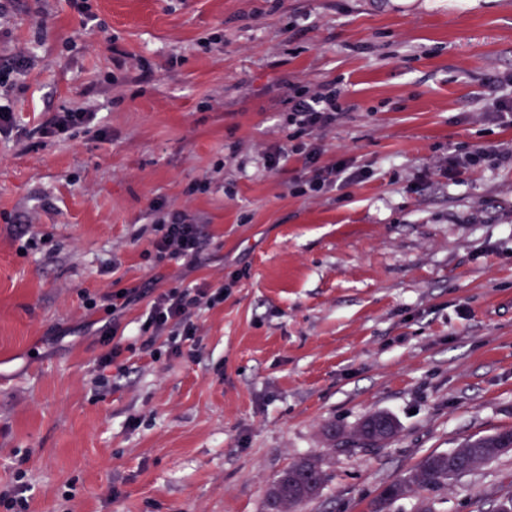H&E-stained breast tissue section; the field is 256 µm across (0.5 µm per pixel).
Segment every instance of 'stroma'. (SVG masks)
Returning <instances> with one entry per match:
<instances>
[{
	"label": "stroma",
	"mask_w": 512,
	"mask_h": 512,
	"mask_svg": "<svg viewBox=\"0 0 512 512\" xmlns=\"http://www.w3.org/2000/svg\"><path fill=\"white\" fill-rule=\"evenodd\" d=\"M0 0V489L16 452L29 512H264L301 458L298 512H370L427 454L512 428V164L446 172L462 143L512 145V0ZM223 42L210 43L213 34ZM329 82L345 119L317 197L288 146V87ZM93 113L25 137L51 113ZM197 181L204 194H188ZM208 238L156 262L153 201ZM41 238L30 249L18 234ZM195 358L129 354L92 384L110 314L84 294L215 288ZM398 424L361 444L369 414ZM341 435L328 441L325 430ZM512 451L391 512H494ZM373 416L384 420L389 424V433L386 436H380L374 429L371 428V420L365 417L357 428V435L359 439L368 443H379L388 441L396 436L398 428L396 422L391 416L384 413H374ZM323 483L321 460L315 457L302 458L278 475L269 486L265 495V512H294L299 505L316 498ZM307 484H317L319 492L315 497L303 500L297 488Z\"/></svg>",
	"instance_id": "35a3bbf8"
}]
</instances>
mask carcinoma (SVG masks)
Segmentation results:
<instances>
[{
	"mask_svg": "<svg viewBox=\"0 0 512 512\" xmlns=\"http://www.w3.org/2000/svg\"><path fill=\"white\" fill-rule=\"evenodd\" d=\"M374 417L386 421L390 426L387 435L381 436L371 428V420L364 418L357 428L359 439L368 443L385 442L396 436L397 424L384 413ZM512 438V431L505 428L493 434L470 437L446 453H431L425 456L401 480L384 488L374 503V512H389L390 506L398 499L418 491H432L448 485L478 467L497 460L505 451L502 442ZM322 462L315 457L302 458L283 471L267 489L265 512H296L305 503L297 488L300 485L323 486Z\"/></svg>",
	"mask_w": 512,
	"mask_h": 512,
	"instance_id": "1",
	"label": "carcinoma"
}]
</instances>
